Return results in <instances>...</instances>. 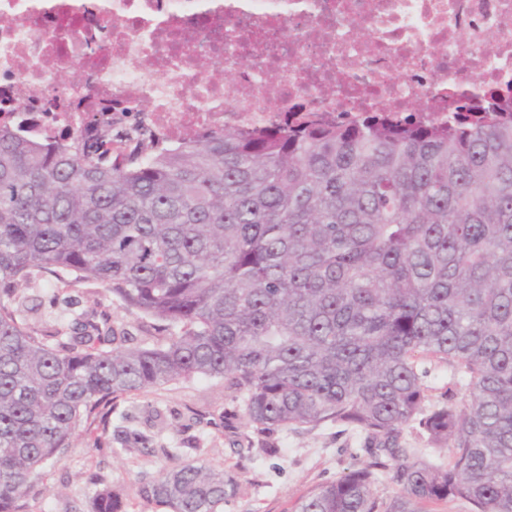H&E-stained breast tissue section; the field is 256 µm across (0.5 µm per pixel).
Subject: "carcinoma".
Masks as SVG:
<instances>
[{"instance_id": "obj_1", "label": "carcinoma", "mask_w": 512, "mask_h": 512, "mask_svg": "<svg viewBox=\"0 0 512 512\" xmlns=\"http://www.w3.org/2000/svg\"><path fill=\"white\" fill-rule=\"evenodd\" d=\"M115 142L91 125L63 143L0 126V512H23L103 401L192 376L224 378L263 428L367 434L372 461L297 512H512V110L494 96L446 120L315 115L175 149ZM32 270L99 284L167 335L124 347L86 314L41 329L22 310ZM425 358L464 373L461 406L426 407ZM408 425L451 461L398 447ZM380 472L400 487L389 502ZM233 489L184 463L141 494L224 512ZM93 512L123 503L105 486Z\"/></svg>"}]
</instances>
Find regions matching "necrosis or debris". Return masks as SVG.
Returning a JSON list of instances; mask_svg holds the SVG:
<instances>
[{
	"instance_id": "necrosis-or-debris-1",
	"label": "necrosis or debris",
	"mask_w": 512,
	"mask_h": 512,
	"mask_svg": "<svg viewBox=\"0 0 512 512\" xmlns=\"http://www.w3.org/2000/svg\"><path fill=\"white\" fill-rule=\"evenodd\" d=\"M219 65L215 84L201 63ZM78 112H43L58 73ZM512 85V0H0V123L49 140L105 113L135 131L190 143L279 122L296 98L332 117L432 112Z\"/></svg>"
}]
</instances>
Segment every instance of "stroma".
Segmentation results:
<instances>
[{"label": "stroma", "mask_w": 512, "mask_h": 512, "mask_svg": "<svg viewBox=\"0 0 512 512\" xmlns=\"http://www.w3.org/2000/svg\"><path fill=\"white\" fill-rule=\"evenodd\" d=\"M21 296L29 322L43 329L94 310L125 332L128 346L152 344L159 333L155 321L93 283L67 286L35 272ZM422 365L427 406L461 404L465 376L445 362ZM364 439V432L333 424L258 429L223 379L194 377L114 398L107 419L82 422L74 447L45 463L26 512H91L104 485L119 494L125 512H156L141 487L159 468L185 462L234 478L237 488L224 512H296L311 489L367 461Z\"/></svg>", "instance_id": "stroma-1"}]
</instances>
